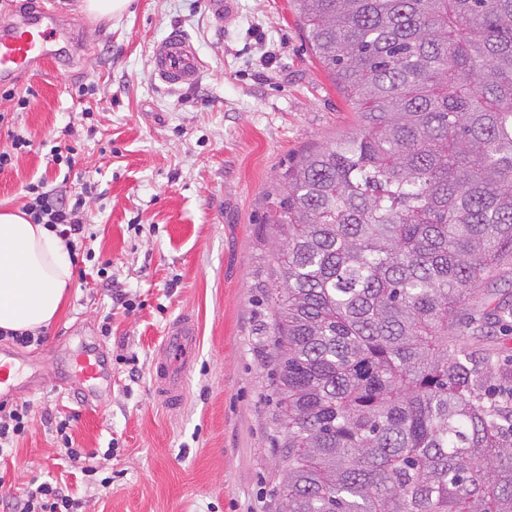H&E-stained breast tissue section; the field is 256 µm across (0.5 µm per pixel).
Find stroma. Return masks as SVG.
Returning <instances> with one entry per match:
<instances>
[{
  "mask_svg": "<svg viewBox=\"0 0 512 512\" xmlns=\"http://www.w3.org/2000/svg\"><path fill=\"white\" fill-rule=\"evenodd\" d=\"M53 2L83 18L81 49L63 45L61 62L14 83L31 98L26 110L0 99L32 142L0 172V211L21 209L31 181L65 196L90 181L97 189L83 212L93 236L42 343L0 340L17 370L12 399L31 406L28 434L0 461L5 489L54 477L79 512H279L286 468L254 336L268 318L255 288L272 252L260 236L266 197L302 153L354 130L357 114L310 51L291 0H236L220 20L206 0H131L112 18L86 14L81 0ZM176 31L203 62L189 87L152 75L155 44ZM55 139L76 148L71 170L48 164ZM104 263L133 312L113 307L97 275ZM183 315L199 343L183 402L170 409L151 372L169 323ZM88 349L112 370L102 403L90 397L93 383L54 387ZM71 413L75 447L102 452L116 442L110 488L89 483L60 451L49 419Z\"/></svg>",
  "mask_w": 512,
  "mask_h": 512,
  "instance_id": "35a3bbf8",
  "label": "stroma"
}]
</instances>
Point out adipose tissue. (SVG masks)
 Listing matches in <instances>:
<instances>
[{"instance_id": "obj_1", "label": "adipose tissue", "mask_w": 512, "mask_h": 512, "mask_svg": "<svg viewBox=\"0 0 512 512\" xmlns=\"http://www.w3.org/2000/svg\"><path fill=\"white\" fill-rule=\"evenodd\" d=\"M72 269L63 239L23 212L0 213V329L48 325L61 310Z\"/></svg>"}]
</instances>
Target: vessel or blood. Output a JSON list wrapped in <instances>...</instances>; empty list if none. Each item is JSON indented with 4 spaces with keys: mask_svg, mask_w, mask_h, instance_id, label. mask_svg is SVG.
Masks as SVG:
<instances>
[{
    "mask_svg": "<svg viewBox=\"0 0 512 512\" xmlns=\"http://www.w3.org/2000/svg\"><path fill=\"white\" fill-rule=\"evenodd\" d=\"M72 17L40 6L20 14L14 22L0 27V84H7L42 66L52 57L53 42L75 33ZM152 74L160 83L177 88L194 84L202 63L187 37L172 35L156 44ZM198 328L188 317L177 318L166 331L161 354L153 365L157 399L166 407H178L183 400L184 377L191 366L198 344ZM73 369L88 380L103 378L107 365L97 353L76 358Z\"/></svg>",
    "mask_w": 512,
    "mask_h": 512,
    "instance_id": "1",
    "label": "vessel or blood"
}]
</instances>
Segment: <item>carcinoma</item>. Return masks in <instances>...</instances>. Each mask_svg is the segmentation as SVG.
<instances>
[{
  "label": "carcinoma",
  "instance_id": "obj_1",
  "mask_svg": "<svg viewBox=\"0 0 512 512\" xmlns=\"http://www.w3.org/2000/svg\"><path fill=\"white\" fill-rule=\"evenodd\" d=\"M358 110L267 196L280 512H512V381L463 309L512 255V0H292Z\"/></svg>",
  "mask_w": 512,
  "mask_h": 512
}]
</instances>
